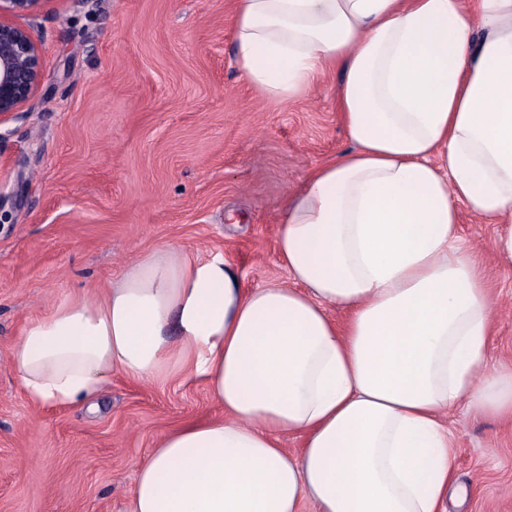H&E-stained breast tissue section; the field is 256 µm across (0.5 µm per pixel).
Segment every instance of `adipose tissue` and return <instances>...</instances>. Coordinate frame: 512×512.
Wrapping results in <instances>:
<instances>
[{
	"label": "adipose tissue",
	"instance_id": "adipose-tissue-1",
	"mask_svg": "<svg viewBox=\"0 0 512 512\" xmlns=\"http://www.w3.org/2000/svg\"><path fill=\"white\" fill-rule=\"evenodd\" d=\"M234 41L267 96L339 77L352 146L285 206L289 285L247 291L223 255L160 244L27 324L21 386L96 412L116 372L204 379L222 416L157 440L130 512H447L463 498L443 412L512 417L459 212L497 225L512 265V0H238Z\"/></svg>",
	"mask_w": 512,
	"mask_h": 512
}]
</instances>
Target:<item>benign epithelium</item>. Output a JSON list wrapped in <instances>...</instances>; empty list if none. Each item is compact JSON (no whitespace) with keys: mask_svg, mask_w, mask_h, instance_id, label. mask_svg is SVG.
I'll list each match as a JSON object with an SVG mask.
<instances>
[{"mask_svg":"<svg viewBox=\"0 0 512 512\" xmlns=\"http://www.w3.org/2000/svg\"><path fill=\"white\" fill-rule=\"evenodd\" d=\"M41 2L0 0V123L23 111L41 83L42 55L31 28L11 21L35 18Z\"/></svg>","mask_w":512,"mask_h":512,"instance_id":"7a95c632","label":"benign epithelium"}]
</instances>
